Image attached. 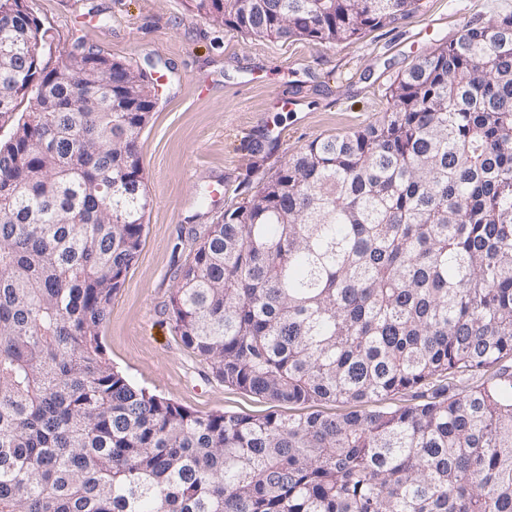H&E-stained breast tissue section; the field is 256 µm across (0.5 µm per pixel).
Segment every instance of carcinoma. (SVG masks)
I'll list each match as a JSON object with an SVG mask.
<instances>
[{"mask_svg": "<svg viewBox=\"0 0 512 512\" xmlns=\"http://www.w3.org/2000/svg\"><path fill=\"white\" fill-rule=\"evenodd\" d=\"M417 2L188 0L318 44ZM17 15L0 32V512H512V12L419 55L376 121L300 148L180 268L174 329L224 384L279 405L420 399L288 416L198 414L114 369L100 330L152 204L123 131L155 94L92 50L48 71V30ZM91 58L133 111H80Z\"/></svg>", "mask_w": 512, "mask_h": 512, "instance_id": "carcinoma-1", "label": "carcinoma"}]
</instances>
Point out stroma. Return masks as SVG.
I'll list each match as a JSON object with an SVG mask.
<instances>
[{
    "label": "stroma",
    "instance_id": "35a3bbf8",
    "mask_svg": "<svg viewBox=\"0 0 512 512\" xmlns=\"http://www.w3.org/2000/svg\"><path fill=\"white\" fill-rule=\"evenodd\" d=\"M53 35L50 66L96 50L142 69L157 104L139 139L152 199L141 252L112 300L101 340L138 387L202 414L258 415L267 400L213 379L165 312L179 267L237 193L298 149L373 123L384 93L416 56L457 39L476 15L512 0H419L397 27L348 44L276 41L213 26L185 0H26ZM299 111L282 109L283 91Z\"/></svg>",
    "mask_w": 512,
    "mask_h": 512
}]
</instances>
